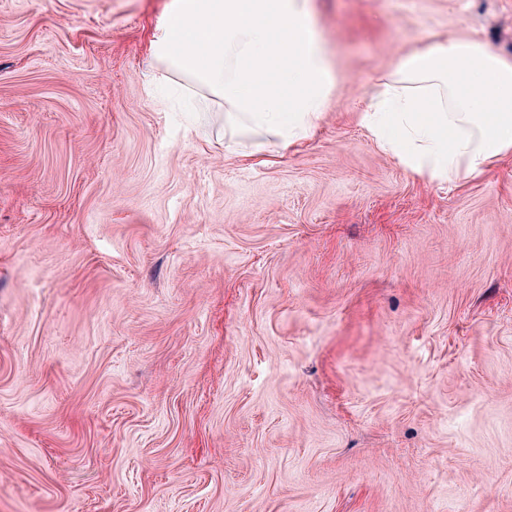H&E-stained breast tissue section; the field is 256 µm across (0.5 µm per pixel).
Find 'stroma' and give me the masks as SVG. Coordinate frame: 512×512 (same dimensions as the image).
Returning <instances> with one entry per match:
<instances>
[{
	"instance_id": "obj_1",
	"label": "stroma",
	"mask_w": 512,
	"mask_h": 512,
	"mask_svg": "<svg viewBox=\"0 0 512 512\" xmlns=\"http://www.w3.org/2000/svg\"><path fill=\"white\" fill-rule=\"evenodd\" d=\"M168 2L0 0V512H512V155L359 121L512 0H314L315 133L234 152L145 85Z\"/></svg>"
}]
</instances>
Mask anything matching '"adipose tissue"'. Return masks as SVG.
Here are the masks:
<instances>
[{
	"mask_svg": "<svg viewBox=\"0 0 512 512\" xmlns=\"http://www.w3.org/2000/svg\"><path fill=\"white\" fill-rule=\"evenodd\" d=\"M150 48L149 86L176 72L186 95L203 88L223 101L230 149L244 129L288 147L306 140L335 84L310 0H170ZM360 121L414 174L481 176L512 153V59L472 38L420 46Z\"/></svg>",
	"mask_w": 512,
	"mask_h": 512,
	"instance_id": "adipose-tissue-1",
	"label": "adipose tissue"
}]
</instances>
